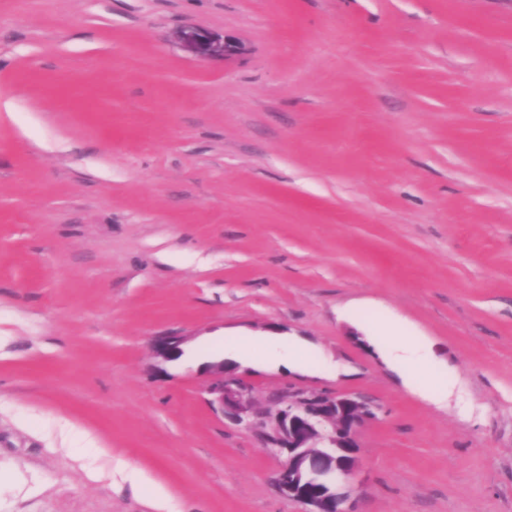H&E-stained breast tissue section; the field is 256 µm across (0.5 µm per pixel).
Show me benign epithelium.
<instances>
[{
    "label": "benign epithelium",
    "instance_id": "7a95c632",
    "mask_svg": "<svg viewBox=\"0 0 512 512\" xmlns=\"http://www.w3.org/2000/svg\"><path fill=\"white\" fill-rule=\"evenodd\" d=\"M184 46L201 59L228 58L240 51L234 42L196 27L180 32ZM188 337L160 336L154 341L156 358L179 360ZM207 394L211 409L239 424L261 429L267 448L284 457L275 473L278 491L305 506V512H355L349 482L358 466L357 428L374 417L371 405L353 395L297 391L275 410L255 405V387L224 361L207 362Z\"/></svg>",
    "mask_w": 512,
    "mask_h": 512
}]
</instances>
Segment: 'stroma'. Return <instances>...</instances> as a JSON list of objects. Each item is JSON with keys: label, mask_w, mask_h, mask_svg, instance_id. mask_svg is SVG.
Returning a JSON list of instances; mask_svg holds the SVG:
<instances>
[{"label": "stroma", "mask_w": 512, "mask_h": 512, "mask_svg": "<svg viewBox=\"0 0 512 512\" xmlns=\"http://www.w3.org/2000/svg\"><path fill=\"white\" fill-rule=\"evenodd\" d=\"M375 312L455 370L447 407ZM238 335L319 359L237 366L261 407L374 405L356 512H512V0H0V512H159L121 460L167 512H303L204 401ZM184 46L201 59L228 58L240 51L237 43L221 39L196 27H186L180 32ZM188 337L183 335L159 336L154 341L156 358L163 363L179 360L184 354Z\"/></svg>", "instance_id": "stroma-1"}]
</instances>
